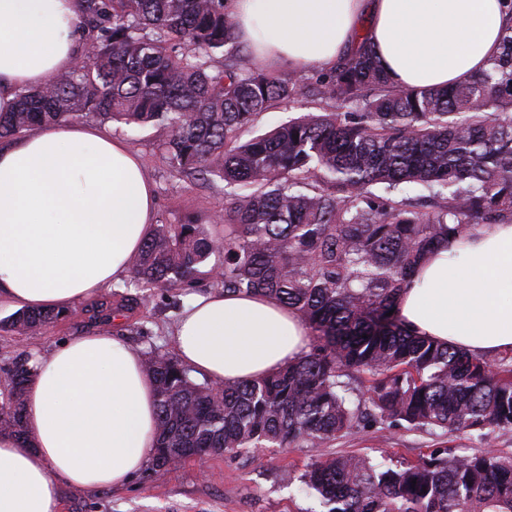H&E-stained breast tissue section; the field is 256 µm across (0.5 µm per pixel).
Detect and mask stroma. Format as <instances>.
I'll list each match as a JSON object with an SVG mask.
<instances>
[{
	"instance_id": "35a3bbf8",
	"label": "stroma",
	"mask_w": 512,
	"mask_h": 512,
	"mask_svg": "<svg viewBox=\"0 0 512 512\" xmlns=\"http://www.w3.org/2000/svg\"><path fill=\"white\" fill-rule=\"evenodd\" d=\"M325 110V105L304 95L298 102L261 113L241 138L246 141L290 119ZM106 129L140 155L156 191V223L205 224L213 233H223L224 225L218 220L225 205L223 184L205 185L177 175L161 147L168 136L166 129L141 130L117 123L107 124ZM216 287L204 270L197 286L180 291L178 296L154 291L134 315L135 322L146 328V335L127 333L124 341L143 352L156 347L171 350L170 332L180 307ZM90 329L82 303L69 309L62 320L34 333L18 335L0 329V369L12 366L21 354L48 353L65 337ZM439 447L450 448L456 456L489 449L510 456L512 431L495 430L481 437L467 432L446 434L438 429L426 432L373 427L351 431L316 448L303 444L227 451L209 456L202 468L189 460L163 474L144 470L120 490L88 492L62 485L60 512H326L318 497L300 481L306 464L340 454H366L376 464L410 462L428 449Z\"/></svg>"
}]
</instances>
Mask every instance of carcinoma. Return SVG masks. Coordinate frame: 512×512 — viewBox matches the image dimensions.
I'll list each match as a JSON object with an SVG mask.
<instances>
[{
  "mask_svg": "<svg viewBox=\"0 0 512 512\" xmlns=\"http://www.w3.org/2000/svg\"><path fill=\"white\" fill-rule=\"evenodd\" d=\"M93 32L89 64L19 94L0 113V140L92 118L158 125L179 174L229 189L224 235L158 224L131 262L120 300L90 305V323L133 313L151 289L190 285L211 254L227 293L270 295L297 310L313 345L250 382H199L176 356L151 350L163 472L241 448L317 447L354 429L406 424L443 433L512 430V356L445 347L407 330L398 296L423 258L475 224L512 221V20L488 69L447 88L392 85L361 45L316 78L334 108L246 142L244 128L303 86L244 56L224 0H79ZM298 138H293V135ZM405 186L429 191L418 208ZM63 317L18 311L26 334ZM35 358L9 373L0 432H23L21 403ZM305 487L328 512H512V457L455 456L374 464L361 455L316 460Z\"/></svg>",
  "mask_w": 512,
  "mask_h": 512,
  "instance_id": "carcinoma-1",
  "label": "carcinoma"
}]
</instances>
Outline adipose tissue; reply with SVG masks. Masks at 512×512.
Returning a JSON list of instances; mask_svg holds the SVG:
<instances>
[{
	"mask_svg": "<svg viewBox=\"0 0 512 512\" xmlns=\"http://www.w3.org/2000/svg\"><path fill=\"white\" fill-rule=\"evenodd\" d=\"M256 60L333 69L368 43L392 84L445 87L499 50L501 0H227ZM78 0H0V112L68 70ZM155 191L111 133L60 124L0 143V303L64 311L126 277L154 223ZM397 310L418 335L478 354L512 351V223L440 245ZM309 329L277 299L217 290L185 307L171 337L208 381L252 380L303 356ZM157 392L144 356L100 331L40 357L26 385L24 437L0 433V512H58L60 487L124 488L152 461Z\"/></svg>",
	"mask_w": 512,
	"mask_h": 512,
	"instance_id": "obj_1",
	"label": "adipose tissue"
}]
</instances>
